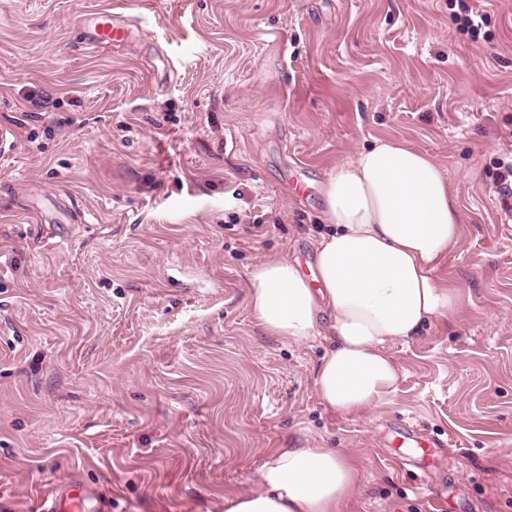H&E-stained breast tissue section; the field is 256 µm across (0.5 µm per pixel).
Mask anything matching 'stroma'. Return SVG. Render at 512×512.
<instances>
[{
    "label": "stroma",
    "mask_w": 512,
    "mask_h": 512,
    "mask_svg": "<svg viewBox=\"0 0 512 512\" xmlns=\"http://www.w3.org/2000/svg\"><path fill=\"white\" fill-rule=\"evenodd\" d=\"M466 2L475 41L448 0H0V512L61 484L224 512L273 449L321 447L361 471L343 512H512V0ZM100 8L123 45L78 43ZM386 136L448 175L457 300L354 419L315 396L323 338L258 327L249 274L314 264L328 174ZM402 423L440 448L398 460ZM448 1L450 9H453V7L458 5L459 10H462L461 12L454 11L453 14L454 21L458 25L459 31L469 35L471 40L478 39L486 24L484 14L479 13L478 11H473L472 8H469L468 5L464 3L465 0Z\"/></svg>",
    "instance_id": "35a3bbf8"
}]
</instances>
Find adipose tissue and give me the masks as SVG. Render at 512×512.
Here are the masks:
<instances>
[{
    "mask_svg": "<svg viewBox=\"0 0 512 512\" xmlns=\"http://www.w3.org/2000/svg\"><path fill=\"white\" fill-rule=\"evenodd\" d=\"M323 200L331 230L313 273L285 258L257 264L249 306L265 333L296 343L317 337L328 315L315 394L334 412L361 416L397 389L400 367L388 345L452 315L456 295L436 272L460 239L463 216L441 166L395 138L337 165ZM358 488L349 455L281 448L263 464L256 488L225 500L224 512H340Z\"/></svg>",
    "mask_w": 512,
    "mask_h": 512,
    "instance_id": "adipose-tissue-1",
    "label": "adipose tissue"
}]
</instances>
